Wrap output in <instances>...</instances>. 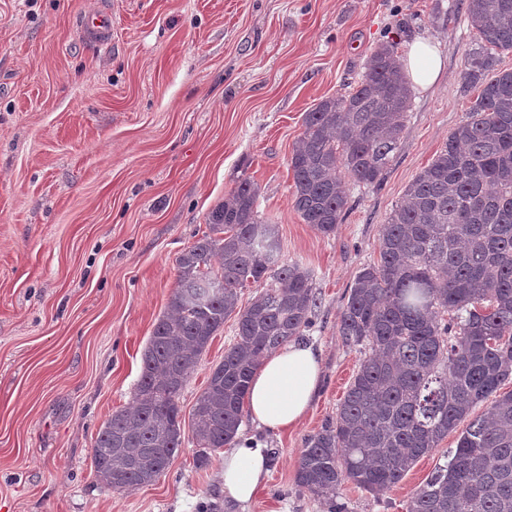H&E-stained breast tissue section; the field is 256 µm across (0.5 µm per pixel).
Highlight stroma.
Segmentation results:
<instances>
[{
  "instance_id": "obj_1",
  "label": "stroma",
  "mask_w": 512,
  "mask_h": 512,
  "mask_svg": "<svg viewBox=\"0 0 512 512\" xmlns=\"http://www.w3.org/2000/svg\"><path fill=\"white\" fill-rule=\"evenodd\" d=\"M468 0H0V512H406L455 447L449 434L376 497L346 482L314 496L295 483L306 439L336 415L362 354L339 334L360 270L415 176L463 120ZM109 9L112 40L78 20ZM430 39L443 69L413 87L384 180L351 189L325 236L291 206L303 117L347 92L374 48ZM259 188L282 254L312 275L304 342L321 386L304 421L265 441L270 473L248 504L224 494V458L199 465L190 434L158 480L104 486L91 465L112 412L132 406L142 354L176 287L175 259L207 230L237 180ZM229 318L188 377L190 413L235 341Z\"/></svg>"
}]
</instances>
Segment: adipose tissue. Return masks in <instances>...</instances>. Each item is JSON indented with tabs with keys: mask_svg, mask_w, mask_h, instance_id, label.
<instances>
[{
	"mask_svg": "<svg viewBox=\"0 0 512 512\" xmlns=\"http://www.w3.org/2000/svg\"><path fill=\"white\" fill-rule=\"evenodd\" d=\"M411 81L434 85L442 69L440 55L428 40L407 46L403 54ZM321 356L313 345L291 341L266 355L252 380L247 404L259 427L283 431L300 424L318 393ZM271 465V450L263 441L247 438L224 450V493L246 503L253 499Z\"/></svg>",
	"mask_w": 512,
	"mask_h": 512,
	"instance_id": "adipose-tissue-1",
	"label": "adipose tissue"
}]
</instances>
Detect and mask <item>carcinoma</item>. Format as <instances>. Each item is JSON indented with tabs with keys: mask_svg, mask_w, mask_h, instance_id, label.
Masks as SVG:
<instances>
[{
	"mask_svg": "<svg viewBox=\"0 0 512 512\" xmlns=\"http://www.w3.org/2000/svg\"><path fill=\"white\" fill-rule=\"evenodd\" d=\"M467 18L465 81L477 95L381 225L379 259L350 288L339 333L368 353L336 417L306 439L296 484L313 495L344 481L382 495L458 429L407 512H512V391L498 393L512 379V70L498 68L512 51V0H469ZM410 105L395 45L382 43L346 94L305 113L289 164L291 206L304 223L334 233L346 180H383ZM258 202L257 184L241 177L208 214V232L176 258L177 284L143 352L134 406L112 413L94 440L105 486L135 490L168 469L182 446L180 393L228 317L237 316L236 342L190 412L203 463L235 442L262 357L311 324V274L282 261ZM265 281L240 308L241 291ZM480 403L484 413L467 421Z\"/></svg>",
	"mask_w": 512,
	"mask_h": 512,
	"instance_id": "carcinoma-1",
	"label": "carcinoma"
}]
</instances>
